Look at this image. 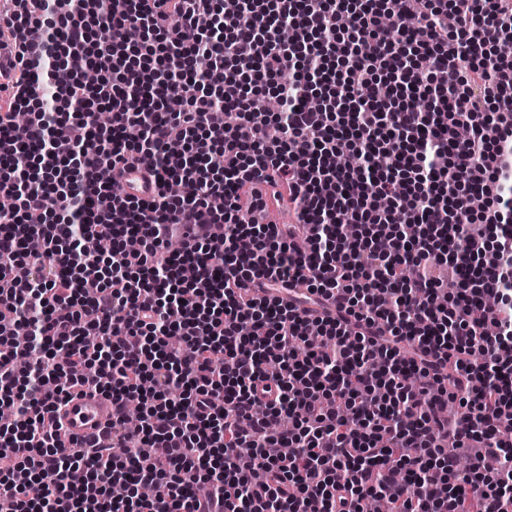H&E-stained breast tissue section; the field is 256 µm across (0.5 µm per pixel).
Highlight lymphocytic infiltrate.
<instances>
[{
  "mask_svg": "<svg viewBox=\"0 0 512 512\" xmlns=\"http://www.w3.org/2000/svg\"><path fill=\"white\" fill-rule=\"evenodd\" d=\"M13 2L12 512H512V0ZM144 162L148 201L113 177ZM272 201L295 223L260 222ZM89 382L111 436L59 447L57 406Z\"/></svg>",
  "mask_w": 512,
  "mask_h": 512,
  "instance_id": "1",
  "label": "lymphocytic infiltrate"
}]
</instances>
